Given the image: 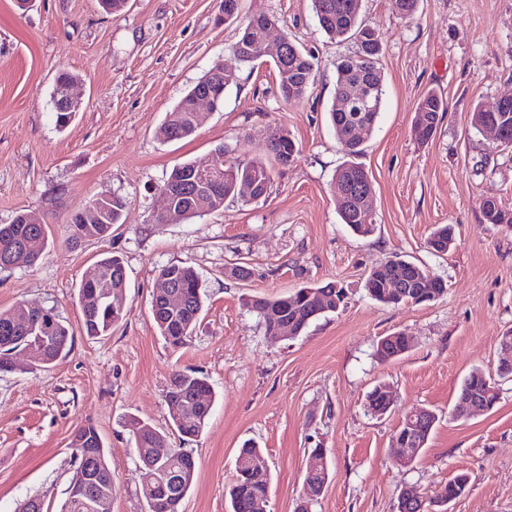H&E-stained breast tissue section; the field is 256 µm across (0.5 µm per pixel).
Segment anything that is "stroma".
Here are the masks:
<instances>
[{
	"label": "stroma",
	"instance_id": "obj_1",
	"mask_svg": "<svg viewBox=\"0 0 512 512\" xmlns=\"http://www.w3.org/2000/svg\"><path fill=\"white\" fill-rule=\"evenodd\" d=\"M222 0H128L104 11L100 0H0V224L35 214L48 239L38 263L0 271V310L20 302L54 309L72 345L50 368L0 373V512L37 497L58 512L70 476L71 436L92 424L112 467V512H147L141 463L129 422L167 429L165 392L172 374L208 377L216 398L200 436L169 432L167 445L196 460L180 512H230L227 491L244 441L268 463L267 512H294L322 449L330 472L313 512H397L400 493L433 497L457 474L468 491L448 512H512V381L500 384L492 410L460 416L463 380L496 376L500 339L512 334V229L486 223L482 205H512V151L471 127L475 108L512 95V0H419L413 19L395 0H361L359 18L382 43L385 96L362 163L373 186L376 230L354 235L336 209L334 175L344 160L327 121L335 64L351 43L318 28L313 0H239L232 20ZM275 17L272 38L288 36L314 58L304 97L285 101L272 62L242 66L223 104L203 109L189 138L165 142L166 112L231 47L249 17ZM76 75L84 107L65 128L55 124L56 76ZM448 110L428 144L412 134L415 108L428 91ZM287 129L299 153L276 168L266 198L226 199L224 208L179 224H156L159 190L184 161L208 163L219 150L247 161L269 157L267 131ZM126 206L106 240L68 242L67 220L95 194ZM440 224L456 246H427ZM127 271L124 316L105 336H86L77 291L104 253ZM414 262L445 282L421 305L385 306L365 291L369 272L392 257ZM184 263L205 283L201 316L179 349L151 316L159 268ZM248 266L249 279L231 270ZM337 283L344 308L302 336L274 342L246 298L283 296L306 284ZM402 331L413 347L379 361L376 344ZM387 385L394 405L378 417L367 394ZM433 410L438 421L416 461L391 458L405 416Z\"/></svg>",
	"mask_w": 512,
	"mask_h": 512
}]
</instances>
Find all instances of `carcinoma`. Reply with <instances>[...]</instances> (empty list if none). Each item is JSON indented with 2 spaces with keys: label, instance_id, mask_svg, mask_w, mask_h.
Listing matches in <instances>:
<instances>
[{
  "label": "carcinoma",
  "instance_id": "cac0c4a2",
  "mask_svg": "<svg viewBox=\"0 0 512 512\" xmlns=\"http://www.w3.org/2000/svg\"><path fill=\"white\" fill-rule=\"evenodd\" d=\"M318 26L322 32L338 41L350 40L355 44V51L342 56L336 62L335 94L343 92L346 85L351 82L368 80L370 94L374 98V109L370 112H340L336 106H331L329 120L335 134L347 135L356 121L361 120L370 129H375L383 104V77L377 66L381 51L379 37L370 32V28L359 20L360 0H313ZM313 58L296 44L288 46V62L286 69L276 67L278 76V89L280 95L287 101L297 100L307 92L313 80ZM237 83V79L219 84L197 83L168 113L158 129V138L163 141H175L189 138L192 131L191 105L194 97L200 93H210L216 97L217 102L224 99L225 90ZM448 106L443 97L434 91L424 94L417 102L415 108V122L413 132L419 144L427 143L435 134L440 115L447 112ZM487 121L496 123L504 131L503 147L512 148V101L505 103L496 112L473 111L471 126L480 131V123ZM364 141L349 139L341 143L346 160L336 169L335 180L342 182L346 193V204L338 206V215L341 222L346 224L355 234L367 237L375 231V218L368 216L360 208L363 194L366 193L372 181L365 167L357 162L363 153ZM269 150L274 161L283 167L291 164L299 149L287 130L274 128L269 136ZM227 168L234 174L224 178L221 193L211 201L210 208L216 209L223 203L224 198L236 195L235 181H247L254 185V199L265 196L273 183L274 169L264 160L238 161L224 160ZM193 163L184 162L173 168L168 181L179 187L171 205L185 213V219H193L197 214L195 209L196 184L188 181L189 172ZM125 208V201L116 196L109 201H102L100 220L95 224H84L78 213H73L68 224L70 227L69 241L78 244L84 240L104 239L112 233V225L118 223L121 212ZM484 220L490 224L512 225V207L506 206L495 199H488L483 204ZM46 235L42 224H0V270H13L33 266L41 257L42 251L32 247V243ZM456 237L455 228L451 224H443L431 233L430 238L436 239L434 252L445 255L448 249V238ZM99 265L110 270L111 275L107 285L115 290L126 287L123 277L127 276L123 261L115 255H107L99 261ZM391 273V267L385 266L373 270L368 275L365 288L368 295L375 301L384 304L399 306L405 304L420 305L432 301V295L445 289L442 279L430 275L423 267L419 268L420 287L407 290L401 289L402 297L396 299L394 294L387 293L383 288L384 279ZM157 277H166L170 280L176 291L183 299L181 308L171 311L165 308L152 310L153 321L161 336L174 347H181L186 339L193 334L200 312L203 307L204 283L197 271L185 264H169L158 270ZM347 294L344 288L338 289L324 286H303L295 289L291 294L277 297H254L246 302L250 310L262 320L266 331L273 326L269 312L278 314V320L288 323L290 333L294 336L302 335L310 323L327 313H334L344 305ZM25 310L28 321L39 317L42 308L13 306L0 311V371L7 370L10 356L25 349L30 341L27 330V321L15 318L19 310ZM114 320L112 312L102 302H90L87 306L86 317L83 318L84 331L87 336L94 338L104 336L111 332ZM72 336L63 323H58L53 343L47 347L44 365H50L64 351L71 347ZM408 349L406 338L395 336L382 345H377L376 354L382 361H389L394 355L402 356V351ZM495 385L493 379L483 382L482 376L477 375L463 382L458 401L464 402L469 398L475 400L487 398L488 407L496 405L499 393L493 392L485 395L483 385ZM213 394L208 379L194 371L175 372L165 393V402L170 418V425L182 436L199 435L207 423L211 410L203 411L195 425H185L179 420V411L182 406L193 401L199 391ZM135 448H164L165 435L153 425L132 420ZM98 434L94 426L85 424L77 427L72 435L71 448L74 470L66 492V498L60 505L59 512H87L85 498L75 493V488L83 483L84 472L87 466L94 467L98 474L100 488L112 491V468L108 462L104 443L89 448L84 453L81 447L82 440L87 435ZM187 461L172 460L167 456H156L150 463H141L145 470L144 480L141 484V493L151 488H160L162 482L171 474L172 470L188 468L195 462L190 454H185ZM470 479L466 474L455 476L442 489L440 495L460 497L468 488ZM270 484V473L248 472L242 468L236 480L228 489V496L232 512H256L257 502L265 499L266 488Z\"/></svg>",
  "mask_w": 512,
  "mask_h": 512
}]
</instances>
